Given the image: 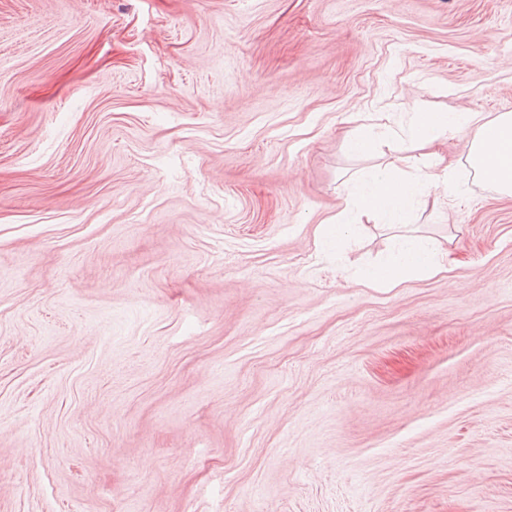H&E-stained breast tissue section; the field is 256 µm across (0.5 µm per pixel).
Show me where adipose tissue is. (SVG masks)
<instances>
[{
  "label": "adipose tissue",
  "mask_w": 512,
  "mask_h": 512,
  "mask_svg": "<svg viewBox=\"0 0 512 512\" xmlns=\"http://www.w3.org/2000/svg\"><path fill=\"white\" fill-rule=\"evenodd\" d=\"M412 129L417 135L416 149L428 153L426 172L414 177L387 162L377 174L353 177L355 190L347 198L346 208L322 227L325 243L343 240L353 232L359 219L370 222L383 215L398 218L421 196L430 198L433 207H441L443 191L451 190L455 184L452 165L431 149L436 138L444 134L453 137L469 132L471 166L481 170L499 193L512 196L511 113L487 119L471 112H417L412 116ZM434 263V253L409 239L397 253L386 258L383 268L371 271L369 277L375 287L387 288L395 285L403 273L428 272Z\"/></svg>",
  "instance_id": "1"
}]
</instances>
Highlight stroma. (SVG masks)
<instances>
[{"label":"stroma","mask_w":512,"mask_h":512,"mask_svg":"<svg viewBox=\"0 0 512 512\" xmlns=\"http://www.w3.org/2000/svg\"><path fill=\"white\" fill-rule=\"evenodd\" d=\"M512 113V0H0V512H512V199L320 224L369 124ZM411 235L446 270L363 279Z\"/></svg>","instance_id":"obj_1"}]
</instances>
